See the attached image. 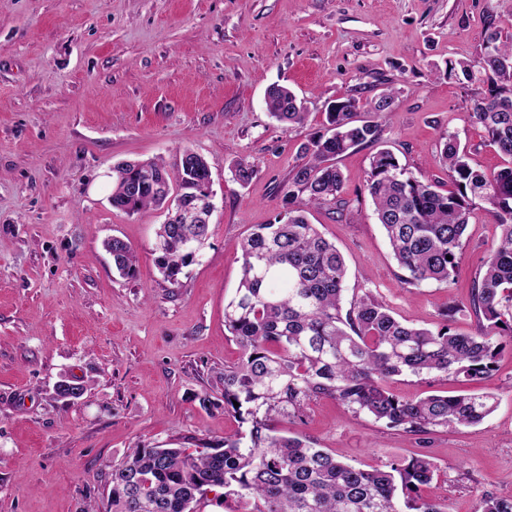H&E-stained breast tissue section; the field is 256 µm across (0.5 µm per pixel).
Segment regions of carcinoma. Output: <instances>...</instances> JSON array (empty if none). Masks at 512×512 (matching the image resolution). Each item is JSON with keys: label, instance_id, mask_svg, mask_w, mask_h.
<instances>
[{"label": "carcinoma", "instance_id": "cac0c4a2", "mask_svg": "<svg viewBox=\"0 0 512 512\" xmlns=\"http://www.w3.org/2000/svg\"><path fill=\"white\" fill-rule=\"evenodd\" d=\"M459 73L488 82V91L471 99L470 117L505 166L490 173L471 166L466 146L450 134L441 155L453 189L441 191L380 148L370 159L367 191L411 286L448 282L470 218L484 204L499 239L470 299L485 320L477 334L451 331L452 306L435 330L401 322L366 290L344 308V260L308 222L306 209L337 202L343 176L334 160L379 142L394 96L374 102L371 120L358 118L356 99L336 100L327 108L324 132L305 146L309 159L292 174L283 213L239 244L241 279L224 308V323L241 357L224 367V412L237 417L241 429L218 441L200 439L193 448L135 445L112 465V512H196L216 488L235 502V512H446L447 504L421 495L437 471L427 454L363 469L310 439L279 434L276 423L301 417L311 400L325 397L425 443L438 428L478 424L493 411V398L484 392L406 399L388 387L395 377L434 373L482 382L494 370L497 338H512V41L488 31L475 60L446 62V77ZM265 103L271 117L290 128L307 121L303 101L286 87H272ZM147 167L152 183L142 180L139 164L113 167L112 207L128 213L161 207L170 178L190 194L205 177L180 165L171 174L159 160ZM230 172L245 184L254 169L240 160ZM208 233L207 224L159 226L154 252L171 283L194 263ZM103 246L121 275H133L137 258L129 245L112 238ZM475 512H512V498L484 495Z\"/></svg>", "mask_w": 512, "mask_h": 512}]
</instances>
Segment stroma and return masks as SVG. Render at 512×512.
<instances>
[{
  "label": "stroma",
  "mask_w": 512,
  "mask_h": 512,
  "mask_svg": "<svg viewBox=\"0 0 512 512\" xmlns=\"http://www.w3.org/2000/svg\"><path fill=\"white\" fill-rule=\"evenodd\" d=\"M497 27L512 41V0H0V512H108L112 466L134 444L220 440L239 422L223 407L224 368L240 349L224 307L241 277L238 244L274 222L302 147L339 98L370 109L393 92L381 143L415 175L449 188L439 146L451 133L472 165L502 158L472 122L482 83L439 74L478 57ZM282 85L304 98L288 130L265 105ZM212 166L210 239L178 283L153 252L161 209L109 202L114 165L183 150ZM363 146L340 156L338 205L308 217L334 242L347 288H366L401 321L473 334L472 286L498 230L475 210L448 283L403 282L366 190ZM252 165L233 181L231 165ZM129 244L134 276L112 268L105 239ZM481 385L495 410L480 424L419 443L328 398L288 434L363 467L426 453L438 471L424 498L473 512L485 494L512 498V339ZM80 387L58 395L59 384ZM407 398L466 393L453 378H397Z\"/></svg>",
  "instance_id": "obj_1"
}]
</instances>
